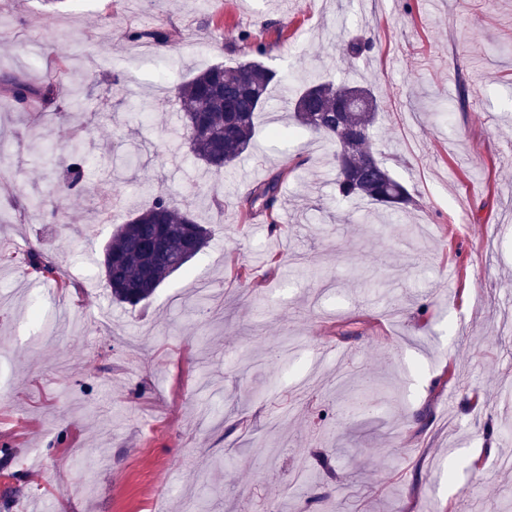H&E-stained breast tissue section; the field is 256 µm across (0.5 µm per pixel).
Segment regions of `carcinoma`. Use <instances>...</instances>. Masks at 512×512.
Instances as JSON below:
<instances>
[{"instance_id":"1","label":"carcinoma","mask_w":512,"mask_h":512,"mask_svg":"<svg viewBox=\"0 0 512 512\" xmlns=\"http://www.w3.org/2000/svg\"><path fill=\"white\" fill-rule=\"evenodd\" d=\"M131 38H149L158 45L173 41L163 30L135 32ZM373 41L359 36L347 43L352 56L371 51ZM285 77L261 61L242 60L231 66L213 65L177 87L185 104L182 135L192 153L209 169L220 172L239 160L255 134V120L269 98V90ZM298 86L290 89V108L296 124L339 143L334 153L336 192L343 201L367 200L386 209L409 207L413 198L397 181L371 147L378 112L336 111L337 102L354 84L336 83L319 75L297 76ZM14 101L27 106L45 96L41 89L19 77L6 81ZM68 179L57 193L66 196L85 178L89 158L84 140L71 136L62 146ZM286 174L256 184L246 198L245 211L257 208L277 223L274 208ZM196 236L199 246L210 237V229L196 221L192 211L178 207L160 191L152 204L131 215L119 225L105 248L103 272L113 301L135 308L149 301L158 288L186 265L194 254L185 251L184 237ZM19 261L25 274L38 281H52L55 264L37 248H28Z\"/></svg>"}]
</instances>
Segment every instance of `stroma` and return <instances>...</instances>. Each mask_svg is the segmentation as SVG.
<instances>
[{
	"instance_id": "stroma-1",
	"label": "stroma",
	"mask_w": 512,
	"mask_h": 512,
	"mask_svg": "<svg viewBox=\"0 0 512 512\" xmlns=\"http://www.w3.org/2000/svg\"><path fill=\"white\" fill-rule=\"evenodd\" d=\"M158 27L171 46L127 37ZM245 30L271 68L372 86L373 147L416 206L338 203L330 143L269 141L276 86L232 169L170 139L178 85L241 61ZM17 75L52 85L41 109L89 166L58 199L40 123L0 87L21 157L0 169V253L34 242L58 267L0 265V490L24 489L0 512H512V0H0V84ZM145 90L160 105L133 118ZM287 166V222L242 217ZM157 189L212 236L133 310L97 259ZM356 367L393 397L351 415Z\"/></svg>"
}]
</instances>
